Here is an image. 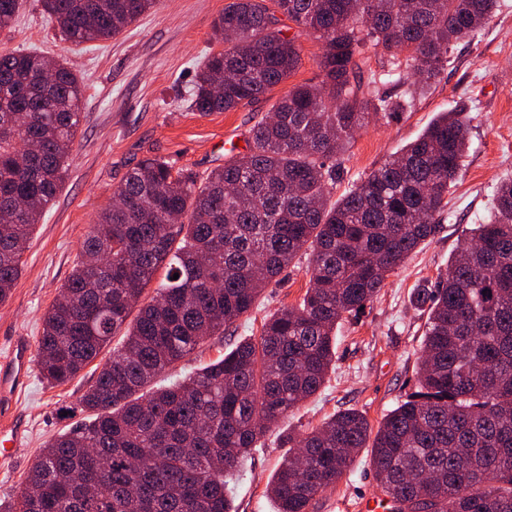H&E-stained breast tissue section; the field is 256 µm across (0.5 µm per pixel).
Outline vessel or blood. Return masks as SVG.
Masks as SVG:
<instances>
[{
    "label": "vessel or blood",
    "instance_id": "b4317fda",
    "mask_svg": "<svg viewBox=\"0 0 512 512\" xmlns=\"http://www.w3.org/2000/svg\"><path fill=\"white\" fill-rule=\"evenodd\" d=\"M28 346L26 338H17L6 358L0 360V458L4 460L11 458L25 430L23 420L14 413L13 403L31 378Z\"/></svg>",
    "mask_w": 512,
    "mask_h": 512
}]
</instances>
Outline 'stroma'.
I'll return each instance as SVG.
<instances>
[{"mask_svg":"<svg viewBox=\"0 0 512 512\" xmlns=\"http://www.w3.org/2000/svg\"><path fill=\"white\" fill-rule=\"evenodd\" d=\"M227 2L160 0L118 36L81 44L63 39L47 21L41 0H25L12 23L0 28V49L65 57L84 82V120L72 147L68 178L27 244L10 298L0 305V355L14 337L38 342L43 314L70 275L91 224L111 205L115 190L139 161L157 155L174 167L206 175L239 153L251 126L290 88L316 79L320 43L283 18V35L296 38L302 47L298 69L252 103L208 115L191 111L188 92L197 70L217 48L212 24ZM454 109L464 110L469 119L470 147L460 177L448 189L447 218L434 238L388 277L363 312L338 324L336 365L324 388L262 438L234 484L237 512H277L267 484L288 451V434L304 432L348 408L378 425L416 390L426 313L417 306L414 291L434 286L470 230L488 217L497 183L512 177V0H498L490 23L453 48L439 81L411 108L356 133L332 199L415 140L437 113ZM308 266V256L297 257L250 313L223 335L207 339L174 371L161 374L158 384H169L174 374L203 367L237 342L259 336L269 314L299 302L308 286ZM93 377L89 366L68 383L52 387L33 375L18 400L27 431L11 460L0 463L1 504L18 495L41 448L81 420L76 400ZM378 491L369 454L363 451L335 487L316 497L309 512H352L360 499Z\"/></svg>","mask_w":512,"mask_h":512,"instance_id":"1","label":"stroma"}]
</instances>
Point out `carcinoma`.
Returning a JSON list of instances; mask_svg holds the SVG:
<instances>
[{
	"instance_id": "obj_1",
	"label": "carcinoma",
	"mask_w": 512,
	"mask_h": 512,
	"mask_svg": "<svg viewBox=\"0 0 512 512\" xmlns=\"http://www.w3.org/2000/svg\"><path fill=\"white\" fill-rule=\"evenodd\" d=\"M157 2L43 0V10L68 40L87 42L120 34ZM273 2L224 6L212 26L224 49L198 71L191 107L228 111L290 77L302 48L282 36L279 14L321 43L319 81L288 90L224 167L201 178L147 157L97 215L43 315L37 353L52 386L97 362L78 399L86 417L48 441L26 478L31 493L5 512H235L230 482L259 439L324 386L344 314L366 307L442 227L469 142L458 111L439 113L340 199L330 194L358 130L436 83L497 0ZM22 7L0 0V27ZM379 46L391 60L378 75L367 53ZM382 82L400 95L381 93ZM82 93L64 59L0 51L1 303L21 272L16 250L67 177ZM302 252L311 269L297 304L223 358L152 387L248 314ZM415 295L427 314L419 390L376 429L346 409L288 435L268 485L278 512H308L365 448L400 512H512V179L436 287Z\"/></svg>"
}]
</instances>
